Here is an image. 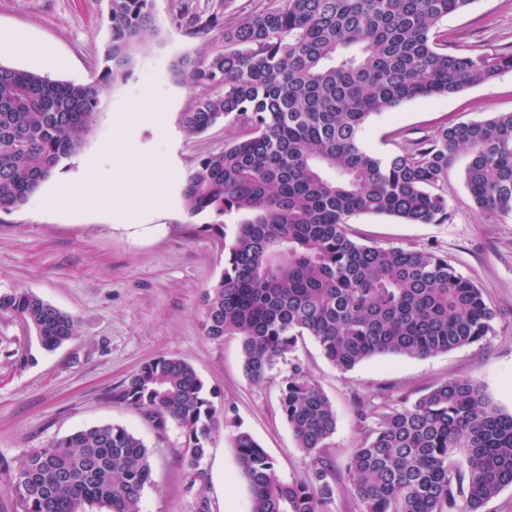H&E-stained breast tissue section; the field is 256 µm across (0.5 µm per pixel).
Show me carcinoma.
<instances>
[{
  "label": "carcinoma",
  "instance_id": "obj_1",
  "mask_svg": "<svg viewBox=\"0 0 512 512\" xmlns=\"http://www.w3.org/2000/svg\"><path fill=\"white\" fill-rule=\"evenodd\" d=\"M111 40L87 83L54 80L0 63V213L24 205L83 145L101 99L131 75L155 31L153 0H108ZM473 0H262L248 17L180 0L190 32L224 46L173 61L199 90L182 124L199 135L231 118L243 133L185 179L189 214L236 213L224 273L206 292L202 330L237 336L252 382L312 337L348 371L383 354L428 356L484 340L494 309L482 288L430 251L356 241L357 213L414 224L448 221V161L469 155L475 205L512 212V113L458 122L385 158L364 149L369 117L399 104L447 97L512 71V52L448 49L444 19ZM0 320H18L53 350L79 322L30 292L0 293ZM163 433L178 427L199 465L224 421L187 361L159 356L114 388ZM280 407L310 459L285 483L247 431L231 435L252 512H330L338 477L327 457L336 431L331 401L298 363L282 380ZM347 481L358 512H483L512 485V414L468 378H451L393 405L363 407ZM463 461L453 460L457 449ZM152 483L151 452L127 428L101 424L35 448L11 489L23 512H140Z\"/></svg>",
  "mask_w": 512,
  "mask_h": 512
}]
</instances>
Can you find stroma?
<instances>
[{
    "label": "stroma",
    "instance_id": "stroma-1",
    "mask_svg": "<svg viewBox=\"0 0 512 512\" xmlns=\"http://www.w3.org/2000/svg\"><path fill=\"white\" fill-rule=\"evenodd\" d=\"M175 5L176 0H154L156 34L137 54L132 77L103 98L78 153L21 208L0 214V293H34L80 321L78 336L51 352L41 349L20 322L0 321V512H21L9 486L31 449L103 423L127 428L152 452V483L143 494L142 512H251V493L238 478L230 441L234 428L248 431L265 448L281 480H301L309 471L279 401L294 363L307 369L336 412L327 453L341 483L331 510L356 512L345 477L361 437L359 405L469 377L493 405L512 413V213L485 214L476 208L464 181L469 158L460 154L448 163L447 223L410 224L378 214L349 220L359 242L434 252L478 284L496 312L486 340L426 357L378 355L343 372L308 337L269 379L249 381L238 337L215 341L201 328L204 295L224 270L235 219L189 214L181 182L202 157L223 150L239 127L227 121L189 135L182 115L191 110L196 92L170 71L177 56L212 50L222 39L214 33L191 35L176 21ZM442 28L449 49L462 54L512 50V0H473ZM109 38L107 0H0L2 64L85 82ZM46 48L55 65L45 63ZM148 108L165 112L170 130L149 124L133 129L124 135L128 149L152 164L175 159L180 181L145 196L139 213L124 224L114 223L111 209L89 206L78 195L61 207L50 202L58 181L89 156H97L106 170L124 167L125 155L99 152L116 135L112 116ZM507 112L512 113V71L452 96L417 99L372 115L361 144L386 157L441 125ZM217 222L222 232L212 231ZM162 355L188 361L224 409L227 424L196 467L188 463L179 429L158 433L141 411L112 396L142 363Z\"/></svg>",
    "mask_w": 512,
    "mask_h": 512
}]
</instances>
